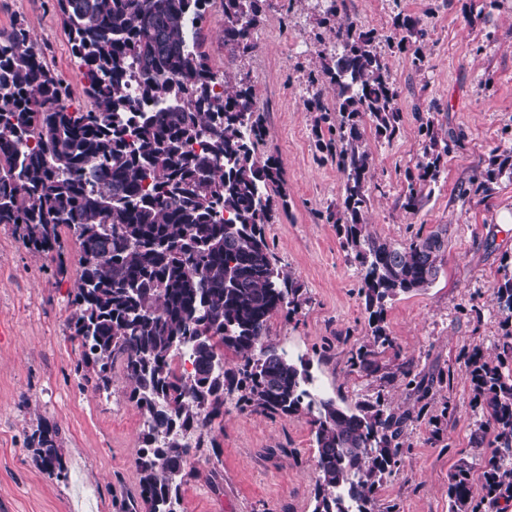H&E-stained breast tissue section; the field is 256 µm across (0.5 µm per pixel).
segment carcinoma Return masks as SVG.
Masks as SVG:
<instances>
[{
	"instance_id": "cac0c4a2",
	"label": "carcinoma",
	"mask_w": 512,
	"mask_h": 512,
	"mask_svg": "<svg viewBox=\"0 0 512 512\" xmlns=\"http://www.w3.org/2000/svg\"><path fill=\"white\" fill-rule=\"evenodd\" d=\"M86 79L94 108L66 104L69 83L34 51L24 21L0 31V224H11L25 242L52 260L60 256L61 229L80 247V277L69 318L80 349L77 368L108 390L115 359L124 363L130 399L143 420L136 458L146 512H179L181 476L200 445L185 441L222 414L224 398L238 394L241 410L312 415L317 448L313 512H375L373 493L401 460L405 414L376 403L344 406L310 398L309 361L294 359L268 341L273 315L296 314L299 288L273 262L265 224L278 185L277 160L261 158L266 130L250 87L222 76L224 100L215 99V73L200 50L196 28L209 0H55ZM265 0H224V16L246 12L239 26H224V45L254 47ZM386 37L417 69L425 55L419 22L397 15ZM339 54L322 55L321 75L311 83L336 90L333 107L321 91L306 101L320 113L316 148L346 177L343 217L335 224L361 267L373 345L392 346L384 326L387 301L421 291L436 279L447 229L420 232L401 242L382 241L366 230L365 184L370 162L363 119L379 137L392 139L403 116L389 83L378 36L351 23L336 31ZM139 74V97L128 91ZM424 137L415 170L407 171L404 206H422L426 187L438 182L444 158L462 134L439 136L434 119L414 112ZM138 146L130 147L128 133ZM202 141L200 151L192 144ZM512 175V150L494 155L473 179L484 190ZM493 289L506 327L494 358L475 353L466 372L482 420L473 444L487 431L495 450L481 473L476 495L470 468L461 466L448 486L449 512H482L484 502L512 500V271L503 266ZM187 347L193 372L175 373L174 359ZM238 358L224 360V352ZM376 352L359 347L350 364L379 369ZM57 430L38 433V452L49 470L62 468Z\"/></svg>"
}]
</instances>
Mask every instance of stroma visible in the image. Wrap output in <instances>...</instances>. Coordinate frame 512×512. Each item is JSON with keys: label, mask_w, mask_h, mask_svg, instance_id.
<instances>
[{"label": "stroma", "mask_w": 512, "mask_h": 512, "mask_svg": "<svg viewBox=\"0 0 512 512\" xmlns=\"http://www.w3.org/2000/svg\"><path fill=\"white\" fill-rule=\"evenodd\" d=\"M323 0H267L247 51L224 47V2L203 24V49L252 87L264 114L266 143L281 168L286 207L274 208L266 234L278 268L300 289L292 317L276 314L269 339L311 362L324 395L353 404L381 402L411 411L401 463L378 488L376 512H448V483L460 463L479 479L487 447L471 437L478 415L465 360L473 349L495 351L504 333L493 289L512 257V177L489 192L471 179L494 148L512 146V0L486 10L485 0H344L326 18ZM426 28L423 70L389 48L397 14ZM23 19L36 48L61 76H72L73 105L90 98L54 0H0V30ZM354 23L379 35L403 125L394 140L366 128L371 177L364 219L371 233L399 241L417 231L448 230L438 277L426 290L388 302L393 342L379 351L377 372L351 367L369 341L368 315L357 294L358 274L328 213L341 210L346 179L315 147L311 72L335 42V28ZM433 113L441 129L460 132L437 184L418 210L404 208L405 173L422 150L415 111ZM65 272L36 254L14 227L0 224V512H146L135 458L143 419L128 397L122 361L107 392L95 391L76 369L80 350L68 318L79 278V247L63 233ZM413 368L429 385L418 399L403 376ZM55 438L62 471L45 469L31 442L44 425ZM184 468L183 512H313L317 492L314 434L307 416L240 411L228 397Z\"/></svg>", "instance_id": "obj_1"}]
</instances>
